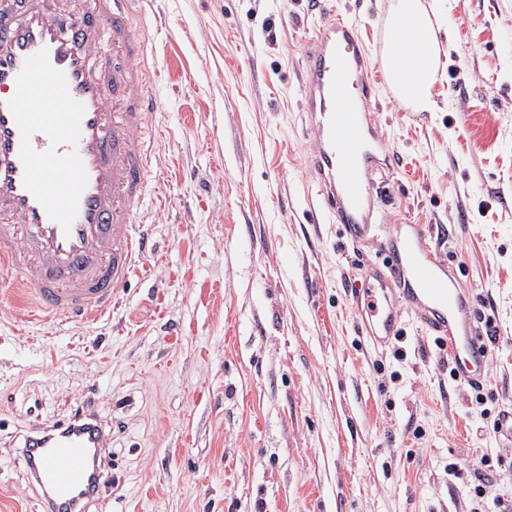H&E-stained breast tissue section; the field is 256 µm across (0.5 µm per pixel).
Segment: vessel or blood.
<instances>
[{
    "label": "vessel or blood",
    "instance_id": "1",
    "mask_svg": "<svg viewBox=\"0 0 512 512\" xmlns=\"http://www.w3.org/2000/svg\"><path fill=\"white\" fill-rule=\"evenodd\" d=\"M137 0H0V267L20 274L32 315L69 325L107 312L146 242L135 219L159 151L147 132L156 106L142 79ZM322 12L300 83L321 185L318 208L355 242L369 240L394 189L396 161L372 112L381 73L366 66L353 26ZM367 287L352 291L360 330L376 347L414 311L443 342L455 382L483 388L490 331L458 287L431 236L397 224L379 243ZM105 431L56 425L37 440L34 476L46 512H71L96 476L91 449Z\"/></svg>",
    "mask_w": 512,
    "mask_h": 512
}]
</instances>
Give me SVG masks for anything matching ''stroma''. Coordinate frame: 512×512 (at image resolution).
Masks as SVG:
<instances>
[{
	"label": "stroma",
	"mask_w": 512,
	"mask_h": 512,
	"mask_svg": "<svg viewBox=\"0 0 512 512\" xmlns=\"http://www.w3.org/2000/svg\"><path fill=\"white\" fill-rule=\"evenodd\" d=\"M377 68L391 0H325ZM434 112L380 85L398 158L383 227L315 224L298 86L307 0H140L162 135L143 264L111 309L28 320L0 269V512H41L21 448L92 404L112 430L85 512H497L512 500V0H442ZM457 227L439 249L494 326L486 382L456 384L414 314L373 347L346 285L385 225Z\"/></svg>",
	"instance_id": "obj_1"
}]
</instances>
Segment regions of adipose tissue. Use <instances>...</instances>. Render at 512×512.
Wrapping results in <instances>:
<instances>
[{
	"label": "adipose tissue",
	"mask_w": 512,
	"mask_h": 512,
	"mask_svg": "<svg viewBox=\"0 0 512 512\" xmlns=\"http://www.w3.org/2000/svg\"><path fill=\"white\" fill-rule=\"evenodd\" d=\"M387 28L392 37L382 63L391 91L411 111H436L434 88L442 75L436 10L427 0H393Z\"/></svg>",
	"instance_id": "adipose-tissue-1"
}]
</instances>
